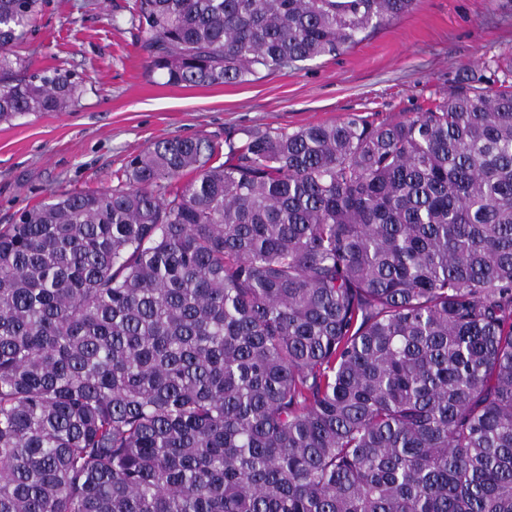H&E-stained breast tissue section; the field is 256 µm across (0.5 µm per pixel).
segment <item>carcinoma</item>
<instances>
[{"instance_id":"cac0c4a2","label":"carcinoma","mask_w":512,"mask_h":512,"mask_svg":"<svg viewBox=\"0 0 512 512\" xmlns=\"http://www.w3.org/2000/svg\"><path fill=\"white\" fill-rule=\"evenodd\" d=\"M0 123L79 84L16 52ZM415 0H133L174 86ZM192 178L185 184L179 179ZM0 225V512H512V53L401 120L171 138Z\"/></svg>"}]
</instances>
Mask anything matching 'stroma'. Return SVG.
<instances>
[{
	"label": "stroma",
	"mask_w": 512,
	"mask_h": 512,
	"mask_svg": "<svg viewBox=\"0 0 512 512\" xmlns=\"http://www.w3.org/2000/svg\"><path fill=\"white\" fill-rule=\"evenodd\" d=\"M130 0H47L19 52L73 74L69 111L0 124V224L61 190H108L129 155L173 137L291 130L346 114L402 119L466 70L512 52V0H419L408 14L303 68L242 84L176 87L153 71Z\"/></svg>",
	"instance_id": "stroma-1"
}]
</instances>
